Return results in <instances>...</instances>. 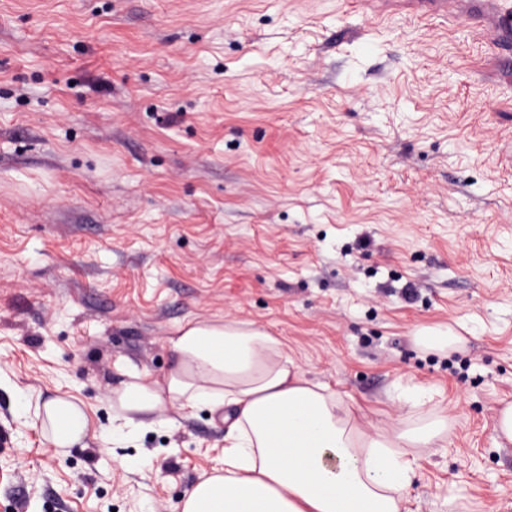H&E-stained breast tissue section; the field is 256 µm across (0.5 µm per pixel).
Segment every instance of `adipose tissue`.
I'll return each instance as SVG.
<instances>
[{"instance_id": "1", "label": "adipose tissue", "mask_w": 512, "mask_h": 512, "mask_svg": "<svg viewBox=\"0 0 512 512\" xmlns=\"http://www.w3.org/2000/svg\"><path fill=\"white\" fill-rule=\"evenodd\" d=\"M165 343L163 376L138 371L108 395L116 428L166 423V406L205 410L226 426L224 466L187 490L181 512H406L411 470L397 440L362 433L343 399L303 378L282 342L242 322H195ZM44 439L83 445L89 421L78 402L57 396L33 407ZM369 451L359 459L354 445Z\"/></svg>"}]
</instances>
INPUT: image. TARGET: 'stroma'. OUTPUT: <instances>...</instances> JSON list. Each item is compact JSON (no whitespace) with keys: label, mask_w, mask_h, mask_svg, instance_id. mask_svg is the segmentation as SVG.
Wrapping results in <instances>:
<instances>
[{"label":"stroma","mask_w":512,"mask_h":512,"mask_svg":"<svg viewBox=\"0 0 512 512\" xmlns=\"http://www.w3.org/2000/svg\"><path fill=\"white\" fill-rule=\"evenodd\" d=\"M190 321L280 338L408 512H512V75L347 0H0V512H175L224 425L112 428ZM426 331L448 344H427ZM80 399L54 448L18 393Z\"/></svg>","instance_id":"obj_1"}]
</instances>
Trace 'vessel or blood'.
Returning a JSON list of instances; mask_svg holds the SVG:
<instances>
[{"label": "vessel or blood", "mask_w": 512, "mask_h": 512, "mask_svg": "<svg viewBox=\"0 0 512 512\" xmlns=\"http://www.w3.org/2000/svg\"><path fill=\"white\" fill-rule=\"evenodd\" d=\"M415 14L481 31L500 67L512 72V0H407Z\"/></svg>", "instance_id": "vessel-or-blood-1"}]
</instances>
